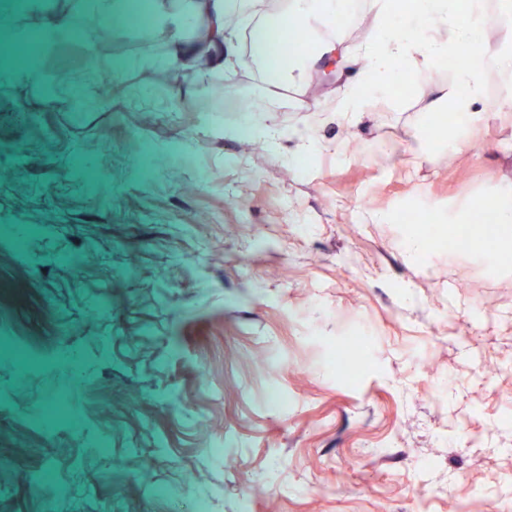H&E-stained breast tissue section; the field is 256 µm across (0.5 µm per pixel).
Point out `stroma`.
<instances>
[{"instance_id": "stroma-1", "label": "stroma", "mask_w": 512, "mask_h": 512, "mask_svg": "<svg viewBox=\"0 0 512 512\" xmlns=\"http://www.w3.org/2000/svg\"><path fill=\"white\" fill-rule=\"evenodd\" d=\"M381 35L367 13L319 37L351 54ZM161 49L119 29L117 91L96 112L42 84L84 67L87 43L41 41L40 79H0V166L16 170L0 185V332L37 355L26 369L0 351V512H448L452 497L512 512V262L469 231L512 194V112L461 120L464 149L421 152L432 112L415 88L451 84L443 65L373 89L350 124L352 66L272 93L242 40L233 66L165 98L148 80L162 63L142 61ZM255 92L265 111H234ZM245 122L272 141L240 137ZM305 144L313 164L289 165ZM412 213L439 229L416 258ZM79 252L94 264L73 269Z\"/></svg>"}]
</instances>
